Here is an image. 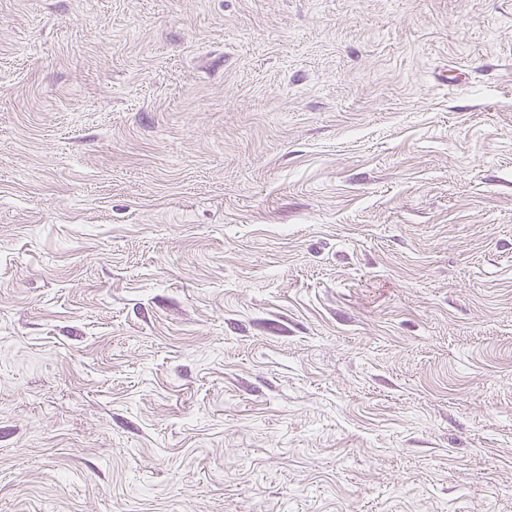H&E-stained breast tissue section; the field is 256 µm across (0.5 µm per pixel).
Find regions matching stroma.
<instances>
[{"instance_id":"1","label":"stroma","mask_w":512,"mask_h":512,"mask_svg":"<svg viewBox=\"0 0 512 512\" xmlns=\"http://www.w3.org/2000/svg\"><path fill=\"white\" fill-rule=\"evenodd\" d=\"M0 512H512V0H0Z\"/></svg>"}]
</instances>
